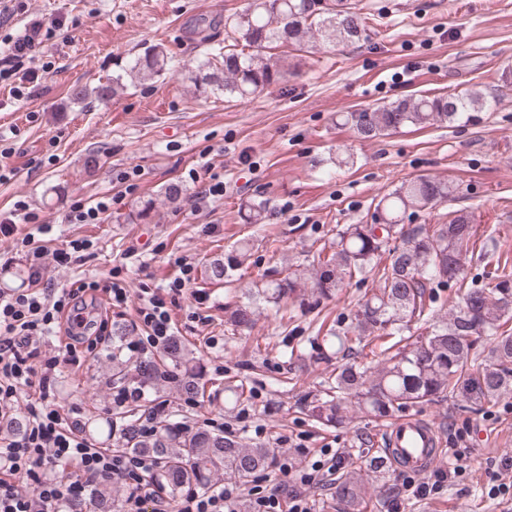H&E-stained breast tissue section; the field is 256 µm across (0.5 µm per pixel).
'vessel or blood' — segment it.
Here are the masks:
<instances>
[{
	"label": "vessel or blood",
	"instance_id": "obj_1",
	"mask_svg": "<svg viewBox=\"0 0 512 512\" xmlns=\"http://www.w3.org/2000/svg\"><path fill=\"white\" fill-rule=\"evenodd\" d=\"M386 444L406 459L409 471L422 473L436 458L441 441L435 428L417 416L394 421L386 430Z\"/></svg>",
	"mask_w": 512,
	"mask_h": 512
}]
</instances>
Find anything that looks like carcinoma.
Masks as SVG:
<instances>
[{
	"instance_id": "1",
	"label": "carcinoma",
	"mask_w": 512,
	"mask_h": 512,
	"mask_svg": "<svg viewBox=\"0 0 512 512\" xmlns=\"http://www.w3.org/2000/svg\"><path fill=\"white\" fill-rule=\"evenodd\" d=\"M367 20L350 0H249L224 22L232 43L200 61L191 80L202 93L252 98L288 72L285 60L270 53L273 46L302 51L320 43H352L366 34ZM174 63L170 49L153 45L130 66L131 83L152 82ZM124 87L118 76L91 92L104 100ZM91 92L76 85L70 99L82 103ZM489 106L477 93L416 94L342 113L337 124L349 126L360 139L373 140L407 127L452 124ZM457 190L449 179L402 181L379 199L373 223L343 226L310 265L291 267L283 278L262 274L247 301L224 311V325L238 331L253 326L260 301L276 307L288 300L302 302L308 289L329 299L353 279L375 282L350 324L337 325L326 337L336 349L338 364L325 385L311 393V416L319 423L340 425L350 408L367 418L386 419L445 398L484 406L512 395V258L488 249L490 233L477 245L474 217L466 209L449 211L444 224L404 228L407 212L433 209L453 200ZM397 239L401 244H393ZM250 250L249 242L239 241L226 256L209 261L207 281L224 282L245 264ZM444 288L456 294L446 316L440 315ZM367 347L373 359L356 360ZM190 362L189 353L173 338L159 361L141 364L138 371L164 379L161 368L184 369L183 376L172 380L182 395L193 399L202 387ZM124 447L160 460L155 480L169 489L173 500L186 487L204 486L221 471L229 480L245 481L265 471L272 459V450L265 446L247 447L230 435L189 432L168 421L151 438H125ZM368 472L349 471L336 485V498L352 512H363L366 506Z\"/></svg>"
}]
</instances>
